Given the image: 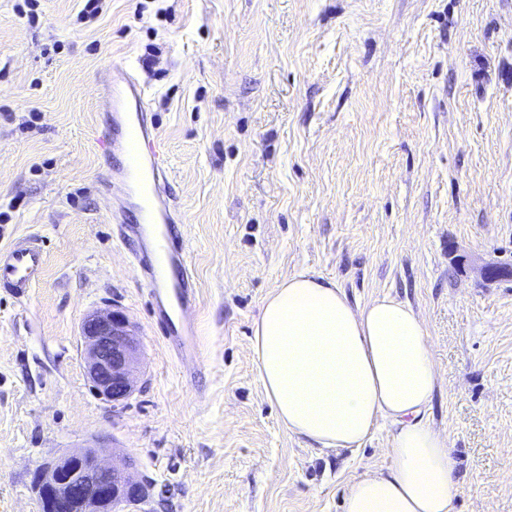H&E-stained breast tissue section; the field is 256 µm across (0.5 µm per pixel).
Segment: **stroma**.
I'll list each match as a JSON object with an SVG mask.
<instances>
[{
    "label": "stroma",
    "mask_w": 512,
    "mask_h": 512,
    "mask_svg": "<svg viewBox=\"0 0 512 512\" xmlns=\"http://www.w3.org/2000/svg\"><path fill=\"white\" fill-rule=\"evenodd\" d=\"M0 0V247L42 240L30 297L0 293V512H40L34 468L97 449L154 483L150 512H343L393 465L389 427L319 448L258 377L264 299L307 272L423 319L457 512H512V0ZM131 71L171 171L198 287L186 377L112 235L104 85ZM141 339L115 406L89 382L82 317Z\"/></svg>",
    "instance_id": "35a3bbf8"
}]
</instances>
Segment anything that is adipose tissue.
<instances>
[{
  "mask_svg": "<svg viewBox=\"0 0 512 512\" xmlns=\"http://www.w3.org/2000/svg\"><path fill=\"white\" fill-rule=\"evenodd\" d=\"M253 351L291 434L357 448L392 425L393 467L356 478L344 512H455L448 437L425 416L440 375L409 304L382 296L355 305L336 283L300 273L264 300Z\"/></svg>",
  "mask_w": 512,
  "mask_h": 512,
  "instance_id": "obj_1",
  "label": "adipose tissue"
}]
</instances>
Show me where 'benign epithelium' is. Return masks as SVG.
<instances>
[{"mask_svg": "<svg viewBox=\"0 0 512 512\" xmlns=\"http://www.w3.org/2000/svg\"><path fill=\"white\" fill-rule=\"evenodd\" d=\"M481 275L493 283L511 278L512 268L487 263ZM79 339L97 395L114 405L126 401L136 389L140 355V339L128 318L112 307L89 313ZM32 481L41 492L42 512H125L126 506L150 499L131 464L104 463L89 449L37 466Z\"/></svg>", "mask_w": 512, "mask_h": 512, "instance_id": "7a95c632", "label": "benign epithelium"}]
</instances>
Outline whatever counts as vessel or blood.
Here are the masks:
<instances>
[{"label": "vessel or blood", "instance_id": "obj_1", "mask_svg": "<svg viewBox=\"0 0 512 512\" xmlns=\"http://www.w3.org/2000/svg\"><path fill=\"white\" fill-rule=\"evenodd\" d=\"M125 121L124 140H107L106 148L126 156V169L111 172L107 195L129 196L132 180H139L141 207L146 223L128 224L123 209L112 212L117 239L128 246L138 277L149 287L159 315L163 340L172 345L182 364L198 362L201 347L190 315L197 305L196 282L186 238L177 222V203L171 192L170 170L161 158L156 127L133 75L113 83L103 124ZM45 265L42 243L34 237L16 239L0 249V288L16 297H28L40 281Z\"/></svg>", "mask_w": 512, "mask_h": 512}]
</instances>
